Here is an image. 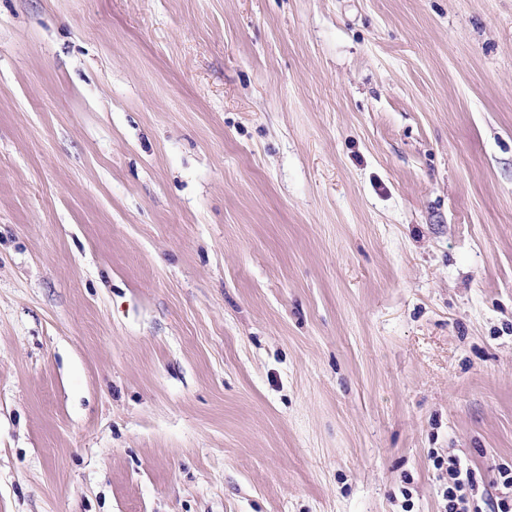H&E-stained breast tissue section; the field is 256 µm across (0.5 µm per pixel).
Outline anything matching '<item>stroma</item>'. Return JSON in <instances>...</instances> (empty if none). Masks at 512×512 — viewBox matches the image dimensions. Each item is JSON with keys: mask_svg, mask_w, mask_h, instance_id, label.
<instances>
[{"mask_svg": "<svg viewBox=\"0 0 512 512\" xmlns=\"http://www.w3.org/2000/svg\"><path fill=\"white\" fill-rule=\"evenodd\" d=\"M495 512L512 0H0V512ZM434 464L440 469L447 464L448 488L444 495L448 498V512H471L469 490L473 487V480L470 469H465L461 460L454 456H448V462L436 459ZM464 471L465 478L462 477Z\"/></svg>", "mask_w": 512, "mask_h": 512, "instance_id": "stroma-1", "label": "stroma"}]
</instances>
